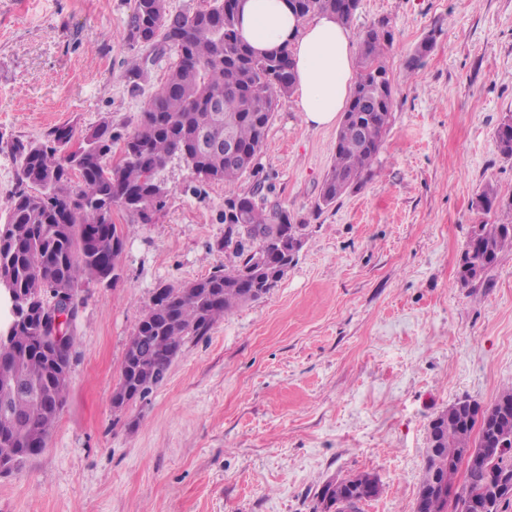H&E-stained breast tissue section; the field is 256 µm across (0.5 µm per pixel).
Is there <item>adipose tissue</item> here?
<instances>
[{"label": "adipose tissue", "mask_w": 512, "mask_h": 512, "mask_svg": "<svg viewBox=\"0 0 512 512\" xmlns=\"http://www.w3.org/2000/svg\"><path fill=\"white\" fill-rule=\"evenodd\" d=\"M238 32L256 53L289 50L305 121L315 126L336 122L353 82L346 24L329 13L302 21L286 0H243Z\"/></svg>", "instance_id": "adipose-tissue-1"}]
</instances>
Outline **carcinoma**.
Here are the masks:
<instances>
[{"mask_svg":"<svg viewBox=\"0 0 512 512\" xmlns=\"http://www.w3.org/2000/svg\"><path fill=\"white\" fill-rule=\"evenodd\" d=\"M294 13L305 18L331 13L350 22L354 13L348 0H288ZM238 15L228 0L193 14L170 13L166 0H135L130 40L159 52L176 54L165 81L150 96L141 113L139 130L124 140V159L107 162L119 136L112 121L103 119L85 133L89 149L70 152L75 129L63 125L38 141L8 144L18 162V188L0 222V281L12 289L13 308L0 309V462L10 470L42 453L62 412L69 387V357L75 336L71 326L57 345L44 340L43 306L27 308L33 299L64 292L78 300L82 288L113 283L112 259L123 247V236L112 222V210L122 208L142 224L152 221L157 207L153 179L167 163L191 154L207 182L232 188L248 168L230 161L222 150H203L198 135L223 136L224 124L233 127L240 145L254 157L264 145L270 121L281 97L294 89L295 79L287 51L258 55L237 32ZM381 21L362 35L357 79L347 99L336 137L332 165L320 195L330 206L349 189L374 175L373 166L390 131L393 91L384 55L392 34L377 33ZM224 98V112L215 118L209 103ZM496 146L512 159V121L495 132ZM475 207L484 216L504 213L508 222L482 220L474 226L458 264V280L467 288L481 280L512 250V200L503 201L487 184ZM228 233L244 226L234 254L238 261L181 285L157 288L133 335L137 352H125L120 378L112 391V405L121 409L125 399L144 401L167 379L173 360L186 342L207 335L225 314L267 295L284 277L287 240L298 225L288 211L267 209L243 194L225 204ZM14 380L21 390L1 384ZM429 445L448 449L426 455L417 500L420 512H467L468 501L485 494L487 469L468 467L462 457L448 464V453L458 448H512V385L500 390L485 407L464 398L438 412L428 425ZM465 468L466 482L455 500L431 496L435 484L455 480ZM382 492L371 473H359L326 484L318 493V512H360L350 501L361 485Z\"/></svg>","mask_w":512,"mask_h":512,"instance_id":"cac0c4a2","label":"carcinoma"}]
</instances>
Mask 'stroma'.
Here are the masks:
<instances>
[{
	"mask_svg": "<svg viewBox=\"0 0 512 512\" xmlns=\"http://www.w3.org/2000/svg\"><path fill=\"white\" fill-rule=\"evenodd\" d=\"M134 5L0 0V214L18 186L6 142L105 118L120 136L138 129L175 54L131 92L129 69L152 52L129 38ZM382 20L394 101L374 176L320 206L339 127L308 125L296 94L282 97L257 166L302 250L122 412L112 391L155 288L235 263L224 202L258 184L203 183L174 159L152 223L114 212L120 278L85 289L65 407L48 448L0 475V512H313L325 484L359 472L383 488L361 512H413L431 418L512 383V252L475 287L457 274L483 187L512 198L495 144L512 116V0H360L352 43Z\"/></svg>",
	"mask_w": 512,
	"mask_h": 512,
	"instance_id": "1",
	"label": "stroma"
}]
</instances>
